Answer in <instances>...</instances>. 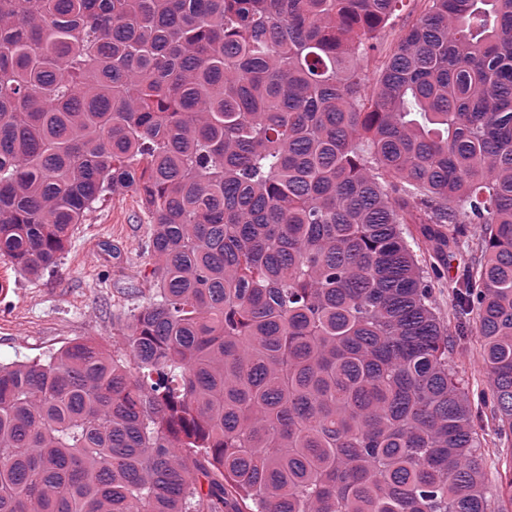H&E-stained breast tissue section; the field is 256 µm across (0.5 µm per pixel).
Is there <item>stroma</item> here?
<instances>
[{
  "instance_id": "obj_1",
  "label": "stroma",
  "mask_w": 512,
  "mask_h": 512,
  "mask_svg": "<svg viewBox=\"0 0 512 512\" xmlns=\"http://www.w3.org/2000/svg\"><path fill=\"white\" fill-rule=\"evenodd\" d=\"M427 0H406L382 44L360 61L367 76L396 45L403 30L427 11ZM153 226L132 190L107 194L76 225L71 240L53 270L35 277L0 258V273L8 286L0 292V363L46 360L76 339H93L123 353V329L136 309L152 295L154 265L147 252ZM449 363L468 384L471 399H479L488 381L476 335L466 344L450 346ZM485 482L490 501L512 464V437L497 435L485 421Z\"/></svg>"
}]
</instances>
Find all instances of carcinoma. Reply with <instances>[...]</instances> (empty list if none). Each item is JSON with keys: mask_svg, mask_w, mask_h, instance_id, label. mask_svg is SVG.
I'll use <instances>...</instances> for the list:
<instances>
[{"mask_svg": "<svg viewBox=\"0 0 512 512\" xmlns=\"http://www.w3.org/2000/svg\"><path fill=\"white\" fill-rule=\"evenodd\" d=\"M0 0V257L154 224L122 358L0 364V512H488L512 434V0ZM420 213L430 258L406 224ZM481 225L478 242L465 225ZM457 262L480 405L434 279ZM404 9L397 16L392 25L388 26L379 50L368 58L359 61V68L363 70L369 82L375 75L376 68L385 54H388L396 45L402 31L416 23L427 11V0H404ZM452 290V282L448 278V273L445 272L434 282L432 289L433 302L439 316L450 326L448 336V345L450 346L449 363L457 377L468 384L471 400L477 403L481 393L486 390L488 385L481 364L480 343L475 335V325L471 319L466 344L460 347L454 345L457 317ZM484 437L487 440V448H484V473L485 482L492 509L498 507V486L501 476L510 465L512 457V435L509 438L496 434L495 425L488 412V418L484 423Z\"/></svg>", "mask_w": 512, "mask_h": 512, "instance_id": "1", "label": "carcinoma"}]
</instances>
